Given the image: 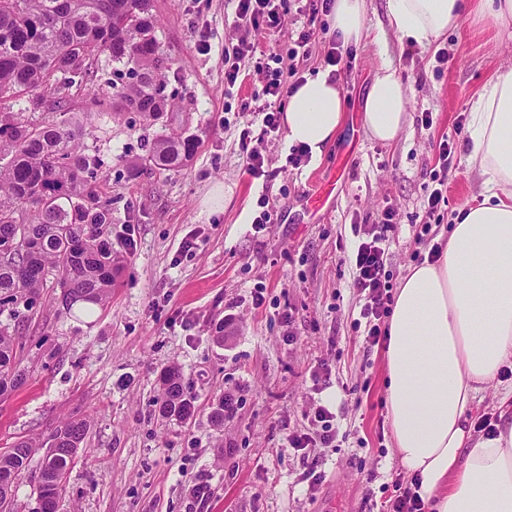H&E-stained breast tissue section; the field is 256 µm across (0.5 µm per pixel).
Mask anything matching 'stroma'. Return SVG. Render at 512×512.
Returning <instances> with one entry per match:
<instances>
[{"instance_id": "stroma-1", "label": "stroma", "mask_w": 512, "mask_h": 512, "mask_svg": "<svg viewBox=\"0 0 512 512\" xmlns=\"http://www.w3.org/2000/svg\"><path fill=\"white\" fill-rule=\"evenodd\" d=\"M366 4L358 43H341L325 14L289 13L278 35L291 46L310 32L307 55L292 61L303 78L326 73L331 41L342 55L343 126L319 160L293 164L286 130L262 134L240 111L261 93L263 73L251 70L238 88L224 82V41L236 34L228 0H153L156 36L172 61L171 112L153 126L134 112H96L86 127L112 199V248L122 256L115 286L88 316L63 306L60 289L43 288L16 335L26 382L0 397V449L47 437L65 420L89 423L57 512H381L407 483L386 419L384 347L354 325L365 300L353 286L352 228L393 211L386 271L400 286L424 202L444 177L448 201L432 230L447 242L458 209L483 191L462 128L483 86L512 67V22L467 14L424 49L390 29L386 0ZM385 62L406 87L410 114L390 143L361 121ZM166 130L197 138L192 160L130 177L128 159L145 156ZM444 138L452 146L445 170ZM246 147L264 157L265 177L245 173ZM218 183L224 205L206 211ZM264 192L273 212L259 229L252 219ZM170 365L195 398L184 422L158 412V376ZM223 396L235 409L218 428L209 415ZM321 406L335 441L289 448V433H321Z\"/></svg>"}]
</instances>
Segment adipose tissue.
<instances>
[{"instance_id": "obj_1", "label": "adipose tissue", "mask_w": 512, "mask_h": 512, "mask_svg": "<svg viewBox=\"0 0 512 512\" xmlns=\"http://www.w3.org/2000/svg\"><path fill=\"white\" fill-rule=\"evenodd\" d=\"M505 22L512 0H387L390 28L422 48L463 14ZM407 92L391 63L376 70L362 124L380 141L408 124ZM288 140L321 156L343 103L327 75L289 96ZM469 159L479 202L459 208L441 258L409 268L388 320L384 377L394 451L429 512H512V386L499 397L496 436L472 426L478 394L512 367V68L470 106Z\"/></svg>"}]
</instances>
